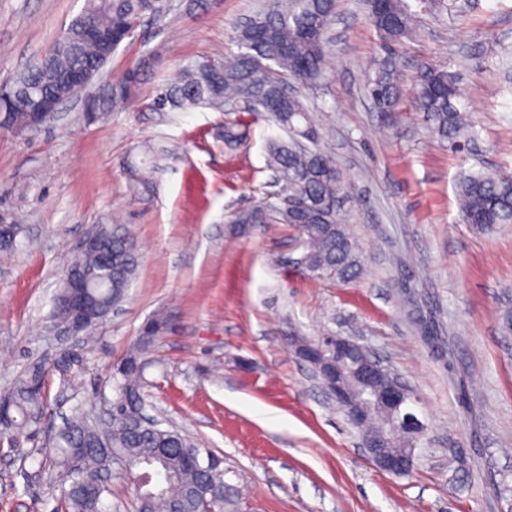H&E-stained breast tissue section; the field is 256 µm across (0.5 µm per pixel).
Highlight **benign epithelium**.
Returning a JSON list of instances; mask_svg holds the SVG:
<instances>
[{"instance_id": "obj_1", "label": "benign epithelium", "mask_w": 512, "mask_h": 512, "mask_svg": "<svg viewBox=\"0 0 512 512\" xmlns=\"http://www.w3.org/2000/svg\"><path fill=\"white\" fill-rule=\"evenodd\" d=\"M56 111L57 105L53 101L35 103L31 110L32 125H41ZM65 277L73 291L61 301L66 317L56 321V325L67 336H82L96 326L102 316L83 303L80 288L84 283L74 270H66ZM288 342L295 354L311 366L313 380L328 398L346 411L350 423L359 432V447L368 459L389 474H409L418 457V443L428 429L415 410L419 398L412 387L355 337L335 334L316 339L290 336ZM373 407L390 415L397 414L396 424L409 437L408 447L397 451L389 448L393 428L375 429L371 426Z\"/></svg>"}]
</instances>
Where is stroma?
<instances>
[{
    "mask_svg": "<svg viewBox=\"0 0 512 512\" xmlns=\"http://www.w3.org/2000/svg\"><path fill=\"white\" fill-rule=\"evenodd\" d=\"M418 36L385 44L361 0H336L331 70L310 91L320 145L355 188L342 211L366 276L314 280L292 261L293 229L241 230L235 212L273 193L267 142L249 122L225 148L223 113L154 108L182 65L234 50L233 26L263 0H163L106 65L110 84L135 73L128 106L86 121L75 95L32 133L0 131V215L21 230L0 256V395L38 368L48 408L36 430L0 444V512H53L60 496L40 467L74 413L116 396L112 367L150 360L148 411L223 458L234 512H512V224L462 221L460 170L512 171V0H408ZM86 0H0V83L36 61ZM392 58L402 93L380 112L365 94L374 60ZM459 77L474 143L452 150L408 91L420 65ZM153 167L136 196L130 165ZM119 219L139 267L95 342L52 329L64 270L97 225ZM166 326L150 344L144 327ZM359 336L423 398L430 430L411 475L379 470L344 413L289 349L290 333Z\"/></svg>",
    "mask_w": 512,
    "mask_h": 512,
    "instance_id": "obj_1",
    "label": "stroma"
}]
</instances>
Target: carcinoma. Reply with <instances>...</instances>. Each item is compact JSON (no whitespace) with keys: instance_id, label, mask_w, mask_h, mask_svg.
Masks as SVG:
<instances>
[{"instance_id":"1","label":"carcinoma","mask_w":512,"mask_h":512,"mask_svg":"<svg viewBox=\"0 0 512 512\" xmlns=\"http://www.w3.org/2000/svg\"><path fill=\"white\" fill-rule=\"evenodd\" d=\"M367 7L369 20L386 38L396 41L415 34V13L407 0H368ZM161 10L159 0H86L82 13L40 61L14 74L10 80L13 91L25 96L45 94L62 104L75 94L69 81L72 72L90 69L94 80H99L140 20ZM334 13L335 0H274L235 28L233 42L238 52L182 67L162 86L154 105L159 110L207 107L233 112L242 101L248 111L266 114L287 130L289 139L275 138L267 145L268 164L283 184L279 205L268 208L262 203L242 211L237 214L238 223L292 227L303 242V275L351 281L359 277L362 266L338 203L339 197L347 195L349 184L335 159L318 148L319 134L309 107L298 91L288 87L293 81L313 88L327 74V33ZM90 27L112 34V41L89 40ZM134 80L128 77L122 93H98L99 111L108 112L125 101ZM458 82L454 72L423 65L411 89L414 108L426 115L432 133L454 149L460 147V136L472 127L466 110L454 104L460 97ZM365 90L378 109H391L400 96L397 70L383 61L376 63ZM4 114L10 116L15 131H32L17 97H0V116ZM244 139L241 123L224 124V145L235 148ZM131 181L137 193L152 189L151 177L140 169L131 171ZM456 197L467 224L486 230L512 224L511 172L463 173ZM105 235L112 266H105L101 255L93 251L80 253L70 263L92 279L87 300L100 310L120 305L138 266L128 231L107 225ZM125 364L128 368L116 381L112 420L73 417L46 455L50 479L62 477L68 482L61 489L56 512H121L122 503L107 502L112 483L100 481L116 456L170 476L164 485L134 493V512H224V503L202 497L207 481L224 477V470L190 465L188 459L201 456L193 441L178 430L163 427L159 420L137 419V413L146 407L147 362L134 354ZM46 405L43 373L28 374L0 397V425L10 430L32 426L41 420Z\"/></svg>"}]
</instances>
